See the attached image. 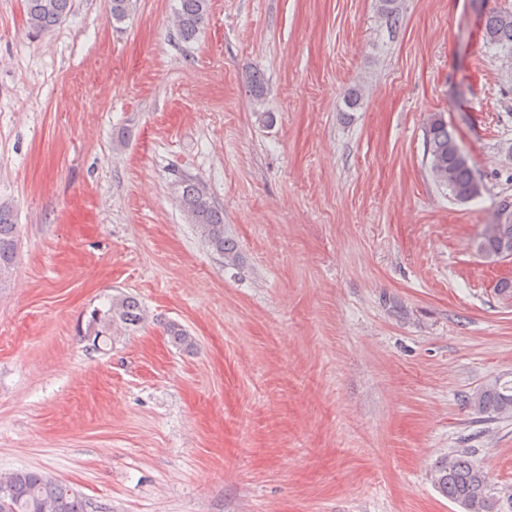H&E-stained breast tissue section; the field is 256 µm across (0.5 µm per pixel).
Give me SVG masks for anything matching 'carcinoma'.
<instances>
[{"instance_id":"cac0c4a2","label":"carcinoma","mask_w":512,"mask_h":512,"mask_svg":"<svg viewBox=\"0 0 512 512\" xmlns=\"http://www.w3.org/2000/svg\"><path fill=\"white\" fill-rule=\"evenodd\" d=\"M137 0H111V17L120 21L135 8ZM210 0H179L173 28L185 42L195 40L209 15ZM29 26L48 32L70 12L72 0H25ZM486 43L501 52L502 65L512 70V10L488 13L484 19ZM254 100L263 99L265 79L258 70L244 75ZM423 137L425 166L435 185L448 191L455 200L472 199L474 183L468 162L459 156L460 147L448 131V125L434 113L427 118ZM175 205L189 224L196 226L208 248L234 269L242 261L237 241L224 233V209L214 204L200 184L189 176L176 180ZM19 232L13 206L0 201V283L11 277L18 252ZM512 245V213L495 216L483 225L477 242L478 253L498 259L504 245ZM148 320L147 311L131 294L113 295L91 314L89 320L92 347L114 341L135 332ZM173 346L190 350L196 340L178 323L166 325ZM474 411L486 418H512V381L495 380L468 397ZM436 490L463 512H499L501 497L489 483L483 468L467 450L456 451L436 461L431 473ZM0 512H96V506L72 487L39 469H15L0 473Z\"/></svg>"}]
</instances>
